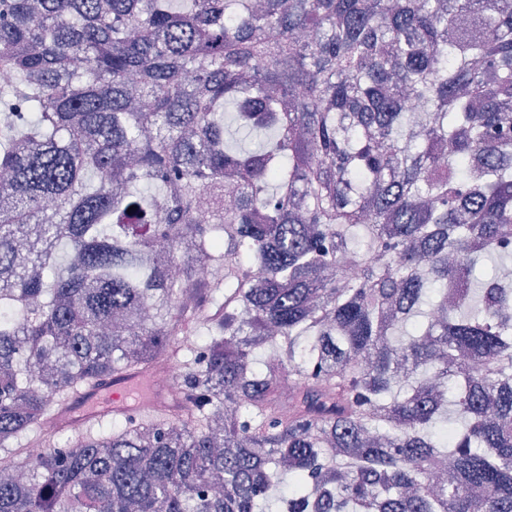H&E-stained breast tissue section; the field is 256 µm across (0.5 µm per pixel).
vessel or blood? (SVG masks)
<instances>
[{"label":"vessel or blood","mask_w":512,"mask_h":512,"mask_svg":"<svg viewBox=\"0 0 512 512\" xmlns=\"http://www.w3.org/2000/svg\"><path fill=\"white\" fill-rule=\"evenodd\" d=\"M143 400L150 401L157 411L167 409L173 403L172 398L151 390L148 374H116L73 396L59 423L64 427L75 423L86 426L106 416L132 415L137 411V402Z\"/></svg>","instance_id":"1"}]
</instances>
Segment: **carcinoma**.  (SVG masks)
<instances>
[{"mask_svg":"<svg viewBox=\"0 0 512 512\" xmlns=\"http://www.w3.org/2000/svg\"><path fill=\"white\" fill-rule=\"evenodd\" d=\"M184 2L0 0V512H512V0ZM149 379L150 376L144 372L112 375L98 385L73 396L58 423L64 427L75 423L87 426L102 418L86 434L97 433L100 429L113 425L121 418L119 416L132 415L141 410V404L138 403L143 400L152 402V411L165 410L174 404L173 398L154 391L170 393L175 390L179 380L177 368L173 365L160 367L151 378L154 391L149 386ZM130 399H134L137 405L131 404Z\"/></svg>","mask_w":512,"mask_h":512,"instance_id":"cac0c4a2","label":"carcinoma"}]
</instances>
